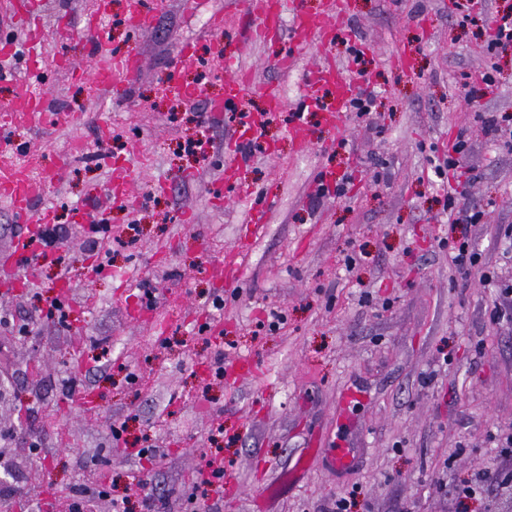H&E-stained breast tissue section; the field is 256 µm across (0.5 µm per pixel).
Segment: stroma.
<instances>
[{
  "label": "stroma",
  "mask_w": 512,
  "mask_h": 512,
  "mask_svg": "<svg viewBox=\"0 0 512 512\" xmlns=\"http://www.w3.org/2000/svg\"><path fill=\"white\" fill-rule=\"evenodd\" d=\"M450 7L347 0L345 32L330 54L349 75L365 71L377 94L373 113H347L341 148L321 112L310 110L314 140L303 153L284 117L273 119L236 172L243 194L220 204L210 187L224 175L236 123L211 115L205 156L180 145L197 136L193 117L223 98L224 82L209 80L200 95L177 102L162 90L167 74L178 69L195 85L214 52L208 19L223 14L237 33L240 65L254 74L240 108L260 112L269 85L286 105L302 101V72L320 63L318 47L285 72L276 46L249 39L234 0H166L140 35L124 22L127 0H109L102 27L110 51L141 60L127 97L116 101L89 79L86 24L96 0H44L39 50L18 39V26L0 24V63L16 74L0 81V105L14 100L36 63L46 81L35 91L58 112L53 124L21 123L8 137L14 162L46 180L37 205L54 209L71 270L66 288L48 266L23 291L0 284V317L35 327L18 337L0 326V445L12 461L0 471V512H14V489L32 512H73V490L94 487L102 473L119 488L140 474L165 500L164 512H185L198 470L219 458L224 488L202 512H323L352 491L351 512H500L511 484L488 482L464 501L455 490L489 464L494 433L512 431V321L494 317L498 285L512 284V239L503 235L512 226V149L469 109L463 75L484 70L488 57L478 27L458 25ZM185 37L195 40V60L178 58ZM460 132L470 144L466 191L486 211L479 224L449 223L434 183L435 165ZM126 167L140 202L117 208L101 198L112 252L89 256L92 226L74 223L73 211ZM326 175L349 178L347 195L311 203ZM255 192L274 205L249 242L242 220ZM464 237L481 256L466 273L448 253ZM245 241L231 297L213 271ZM485 272L494 284L482 281ZM217 293L219 311L208 304ZM56 296L69 311L63 326L40 313L43 298ZM273 311L283 320L272 331ZM219 349L220 380L211 374ZM132 372L138 382L127 381ZM118 425L125 432L116 441ZM317 435L324 443L309 468L273 492L276 476ZM146 444L157 450L154 462L132 454ZM337 448L353 453L349 469L332 468Z\"/></svg>",
  "instance_id": "obj_1"
}]
</instances>
